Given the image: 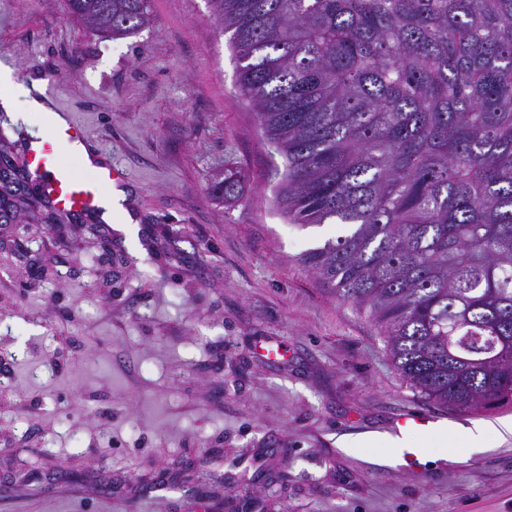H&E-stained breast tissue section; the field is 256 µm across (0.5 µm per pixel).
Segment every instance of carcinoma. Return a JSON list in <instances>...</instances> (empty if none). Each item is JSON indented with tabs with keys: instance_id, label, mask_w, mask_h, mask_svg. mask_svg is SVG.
I'll use <instances>...</instances> for the list:
<instances>
[{
	"instance_id": "cac0c4a2",
	"label": "carcinoma",
	"mask_w": 512,
	"mask_h": 512,
	"mask_svg": "<svg viewBox=\"0 0 512 512\" xmlns=\"http://www.w3.org/2000/svg\"><path fill=\"white\" fill-rule=\"evenodd\" d=\"M291 224L345 232L300 262L460 413L512 404V0H208ZM114 38L150 0H66Z\"/></svg>"
}]
</instances>
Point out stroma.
I'll return each mask as SVG.
<instances>
[{
  "mask_svg": "<svg viewBox=\"0 0 512 512\" xmlns=\"http://www.w3.org/2000/svg\"><path fill=\"white\" fill-rule=\"evenodd\" d=\"M102 38L64 0H0V62L59 69L63 110L128 175L137 244L22 209L0 224V512H512V435L422 475L343 440L464 414L399 374L381 329L300 261L270 148L207 0ZM237 173L217 199V176ZM439 420L429 413H416L408 411L402 415L394 427L396 435L407 430H430L438 425Z\"/></svg>",
  "mask_w": 512,
  "mask_h": 512,
  "instance_id": "stroma-1",
  "label": "stroma"
}]
</instances>
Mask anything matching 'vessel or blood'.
Wrapping results in <instances>:
<instances>
[{"label":"vessel or blood","mask_w":512,"mask_h":512,"mask_svg":"<svg viewBox=\"0 0 512 512\" xmlns=\"http://www.w3.org/2000/svg\"><path fill=\"white\" fill-rule=\"evenodd\" d=\"M88 133L76 119H68L65 126L51 129L49 135L40 140L38 146L28 148L25 158L29 174L44 187L46 198L52 208L77 215H93L99 209L104 190L109 185H121L125 180L122 168L112 162L102 164L93 181L78 178L69 167L49 164V156L56 154L60 145L87 143ZM438 420L428 413L406 412L394 427L395 432L406 430H429Z\"/></svg>","instance_id":"vessel-or-blood-1"}]
</instances>
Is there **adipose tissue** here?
I'll use <instances>...</instances> for the list:
<instances>
[{
  "label": "adipose tissue",
  "mask_w": 512,
  "mask_h": 512,
  "mask_svg": "<svg viewBox=\"0 0 512 512\" xmlns=\"http://www.w3.org/2000/svg\"><path fill=\"white\" fill-rule=\"evenodd\" d=\"M22 104L26 105V112L38 115L44 126H62L67 122L62 113L54 110L51 100L45 94L42 79L32 77L24 82L16 81L12 68L0 63V111L4 112L10 121L15 122L21 120L23 113H26L18 110ZM105 198L102 221L113 225L125 241L136 240L139 217L127 205V188L112 187L106 192Z\"/></svg>",
  "instance_id": "adipose-tissue-1"
}]
</instances>
